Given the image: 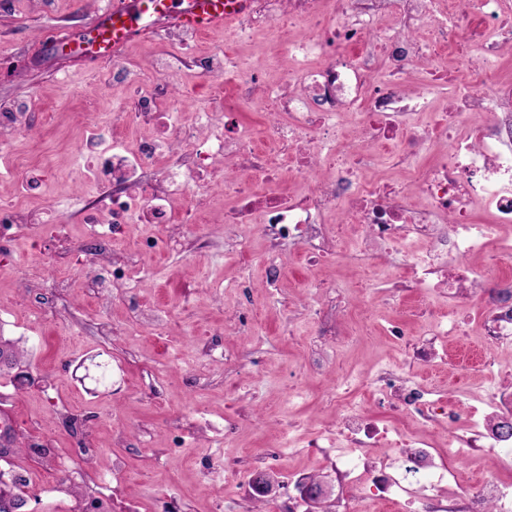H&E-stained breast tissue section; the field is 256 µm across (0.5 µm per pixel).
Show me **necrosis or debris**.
Listing matches in <instances>:
<instances>
[{
    "mask_svg": "<svg viewBox=\"0 0 512 512\" xmlns=\"http://www.w3.org/2000/svg\"><path fill=\"white\" fill-rule=\"evenodd\" d=\"M268 28L294 61L281 80H266L261 63L242 64L225 48L196 56L210 85L207 112L192 126L174 124L175 75L168 55L147 68L124 67L135 82L130 122L154 126L153 138L127 152L114 138L86 140L89 183L111 186L112 224L141 219L182 228L214 181L236 205L224 213V250L241 270L266 262L276 287L286 259L320 264L352 256L364 265L365 285L445 297L421 327L424 363L441 372L442 336H466L460 312L478 299L486 353L512 337V76L499 72L512 54V0H257L233 30L244 38ZM484 39L481 62L465 72L447 68L449 50ZM448 90L443 112L432 92ZM275 110L271 121L242 125L254 99ZM355 126L345 132L344 115ZM224 129L204 141L197 130L213 116ZM395 166L394 183L366 180L364 170ZM493 221L476 220L477 208ZM256 224L263 253L251 248L243 225ZM392 412L385 426L370 422L340 379L331 398L342 409L337 430L344 447L383 442L401 451L403 466L390 483L393 498L411 487L428 491L447 480V462L423 467L421 431L447 425V396L380 369L370 379ZM512 396L473 407L462 433H446L449 456L484 441L511 448Z\"/></svg>",
    "mask_w": 512,
    "mask_h": 512,
    "instance_id": "obj_1",
    "label": "necrosis or debris"
}]
</instances>
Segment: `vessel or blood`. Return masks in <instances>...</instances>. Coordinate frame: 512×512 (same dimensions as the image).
Masks as SVG:
<instances>
[{
    "label": "vessel or blood",
    "mask_w": 512,
    "mask_h": 512,
    "mask_svg": "<svg viewBox=\"0 0 512 512\" xmlns=\"http://www.w3.org/2000/svg\"><path fill=\"white\" fill-rule=\"evenodd\" d=\"M254 0H110L80 35L52 37L91 64L111 60L136 37L152 32L163 13H173L184 29L204 33L249 14Z\"/></svg>",
    "instance_id": "vessel-or-blood-1"
}]
</instances>
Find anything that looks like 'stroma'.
Returning <instances> with one entry per match:
<instances>
[{"label":"stroma","instance_id":"stroma-1","mask_svg":"<svg viewBox=\"0 0 512 512\" xmlns=\"http://www.w3.org/2000/svg\"><path fill=\"white\" fill-rule=\"evenodd\" d=\"M108 0H10L0 8V111L25 108L30 136L0 149V202L13 199L15 160L46 165L37 207L55 228L14 234L0 253V338L24 349L23 370L34 385L0 374V468L27 475L32 512H307L297 480L317 478L337 512L370 492L385 493L390 471L354 479L335 466L339 413L330 393L339 375L376 424L388 407L367 398L370 372L391 367L414 373L445 391L457 420L478 401L506 389L498 366L460 371L449 385L423 365L412 340L386 336L402 319L396 298L366 291L358 264L347 259L305 270L287 265L280 285L266 289V268L241 274L224 252L221 185L206 197L205 224H192L156 249H128L151 232L122 224L115 246L127 250L133 286L104 287L107 266L93 260L96 241L80 222L91 190L79 171V145L93 127H109L131 109L135 90L112 63L60 59L46 37L81 32ZM224 43L223 30L200 43L174 48L180 122L209 111L192 65L197 54ZM29 67L14 72L12 59ZM333 276L341 296L301 295L295 279ZM257 309L251 324L239 312ZM339 313L343 336L320 335L316 309ZM475 448L455 459L458 478L442 484L448 500L485 478L512 479L492 470ZM66 460L65 476L46 468ZM268 474L274 496L257 502L251 481Z\"/></svg>","mask_w":512,"mask_h":512}]
</instances>
